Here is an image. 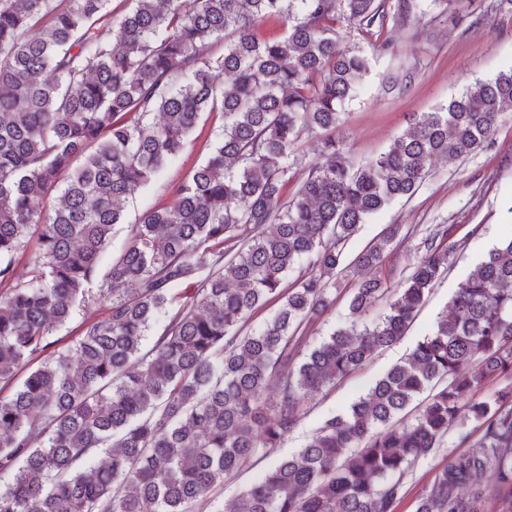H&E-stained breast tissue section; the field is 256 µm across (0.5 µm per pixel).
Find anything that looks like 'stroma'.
<instances>
[{
  "label": "stroma",
  "mask_w": 512,
  "mask_h": 512,
  "mask_svg": "<svg viewBox=\"0 0 512 512\" xmlns=\"http://www.w3.org/2000/svg\"><path fill=\"white\" fill-rule=\"evenodd\" d=\"M467 7L473 25L464 31L451 23L432 0H425L421 13L402 27L392 52L368 49L370 71L361 80L357 97L345 104L339 129L353 162L364 163L384 152L421 113L447 104L476 82L512 72V0H469ZM408 72L414 75L408 89L385 91L387 77ZM222 125L221 115L203 118L178 161L162 174L160 187L128 200L126 225L136 223L147 208L169 202L167 185L205 162ZM429 224L451 226L448 242L453 253L406 335L375 353L350 378L317 396L298 428L277 449V456L297 452L326 414L346 409L409 353L432 330L437 314L459 283L496 243L512 235V111L502 113L489 145L461 159L436 162L412 197L394 200L368 217L350 240L347 253L356 255L392 229H400L380 272L389 285H397L402 269L414 261L421 231ZM362 278V273L337 269L332 278L336 301L316 324V339H323L348 322L349 299ZM457 452V439L452 436L445 448L420 463L410 492L396 512H415L416 500L437 468L446 465Z\"/></svg>",
  "instance_id": "obj_1"
}]
</instances>
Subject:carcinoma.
<instances>
[{"label":"carcinoma","instance_id":"cac0c4a2","mask_svg":"<svg viewBox=\"0 0 512 512\" xmlns=\"http://www.w3.org/2000/svg\"><path fill=\"white\" fill-rule=\"evenodd\" d=\"M421 2L0 0V512H204L315 397L405 336L448 268L446 224L425 229L399 288L376 274L391 238L360 252L355 266L372 275L350 321L307 346L335 303L324 276L358 226L413 196L435 161L480 149L512 110V73L501 74L352 165L336 129L369 71L358 41L390 51ZM272 17L285 34L258 38ZM207 112L224 123L206 162L112 249L124 202L175 163ZM310 135L321 155L305 162ZM385 295L386 312L363 322ZM92 303L103 316L49 350ZM502 378L512 379V237L402 361L273 460L229 512H395L454 429L468 450L435 473L416 512H486L488 489L496 512H512V386L476 399Z\"/></svg>","mask_w":512,"mask_h":512}]
</instances>
